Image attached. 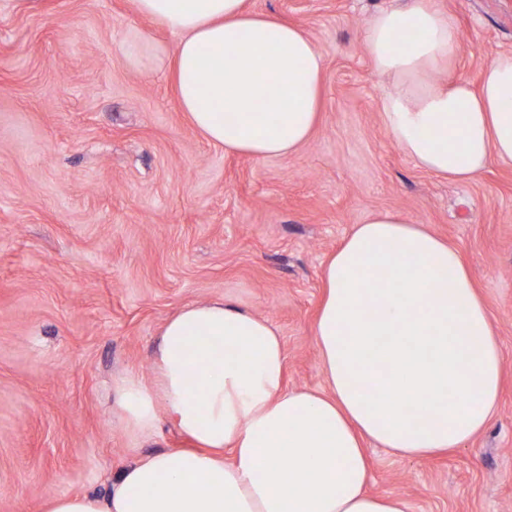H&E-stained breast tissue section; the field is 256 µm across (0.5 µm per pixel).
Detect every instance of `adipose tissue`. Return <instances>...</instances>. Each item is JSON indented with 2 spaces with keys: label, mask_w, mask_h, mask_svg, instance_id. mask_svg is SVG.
Returning <instances> with one entry per match:
<instances>
[{
  "label": "adipose tissue",
  "mask_w": 512,
  "mask_h": 512,
  "mask_svg": "<svg viewBox=\"0 0 512 512\" xmlns=\"http://www.w3.org/2000/svg\"><path fill=\"white\" fill-rule=\"evenodd\" d=\"M180 39L175 96L209 142L284 156L320 121L324 58L300 28L245 0H134ZM411 28L415 37L398 34ZM362 48L389 83L384 129L415 165L468 183L512 163V53L479 86L439 79L458 49L436 0L370 18ZM314 336L327 390L285 385L271 323L224 298L193 303L160 332L152 382L127 373L112 410L135 439L168 419L190 447L134 461L105 494L53 495L43 512H408L367 493L372 440L407 458L463 447L490 423L504 366L488 309L455 246L383 211L354 225L325 263Z\"/></svg>",
  "instance_id": "adipose-tissue-1"
}]
</instances>
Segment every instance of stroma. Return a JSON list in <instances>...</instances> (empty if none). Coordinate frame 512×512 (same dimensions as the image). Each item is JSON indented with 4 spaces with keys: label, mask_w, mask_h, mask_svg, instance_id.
Segmentation results:
<instances>
[{
    "label": "stroma",
    "mask_w": 512,
    "mask_h": 512,
    "mask_svg": "<svg viewBox=\"0 0 512 512\" xmlns=\"http://www.w3.org/2000/svg\"><path fill=\"white\" fill-rule=\"evenodd\" d=\"M399 0H247L324 56L321 120L293 154L210 144L179 109L177 38L133 0H0V512L104 493L136 454L187 447L168 424L135 441L115 379L154 377L164 321L224 297L268 319L291 389L325 388L314 339L322 271L353 225L394 211L464 254L504 358L487 429L442 456L368 444V490L410 512H512V164L458 184L387 136L362 50ZM457 22L449 79L478 84L512 52V0H436ZM145 51L127 57L129 42Z\"/></svg>",
    "instance_id": "obj_1"
}]
</instances>
